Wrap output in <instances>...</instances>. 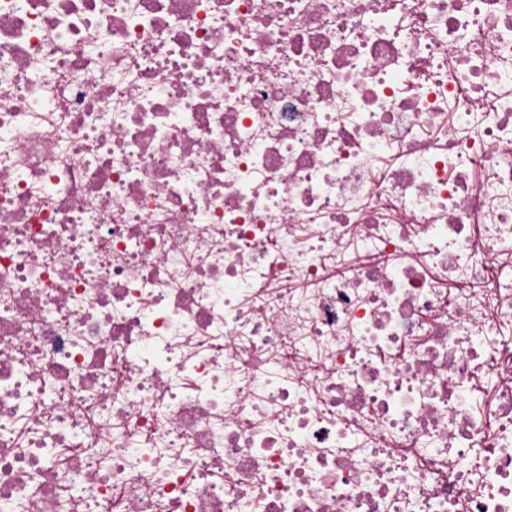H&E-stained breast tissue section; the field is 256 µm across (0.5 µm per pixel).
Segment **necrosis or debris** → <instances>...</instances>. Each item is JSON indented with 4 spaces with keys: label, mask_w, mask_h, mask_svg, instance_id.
<instances>
[{
    "label": "necrosis or debris",
    "mask_w": 512,
    "mask_h": 512,
    "mask_svg": "<svg viewBox=\"0 0 512 512\" xmlns=\"http://www.w3.org/2000/svg\"><path fill=\"white\" fill-rule=\"evenodd\" d=\"M512 0H0V512H512Z\"/></svg>",
    "instance_id": "4bbe7bcc"
}]
</instances>
